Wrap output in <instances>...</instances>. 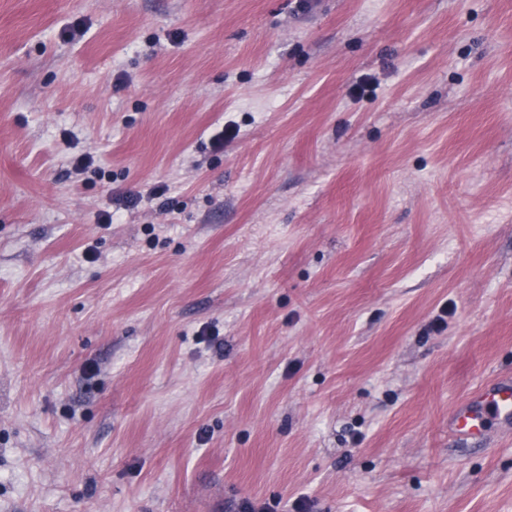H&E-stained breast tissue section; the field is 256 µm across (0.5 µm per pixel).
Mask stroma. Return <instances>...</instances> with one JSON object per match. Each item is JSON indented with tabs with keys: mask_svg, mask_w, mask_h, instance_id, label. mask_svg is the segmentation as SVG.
Wrapping results in <instances>:
<instances>
[{
	"mask_svg": "<svg viewBox=\"0 0 512 512\" xmlns=\"http://www.w3.org/2000/svg\"><path fill=\"white\" fill-rule=\"evenodd\" d=\"M510 376L512 0H0V512H512ZM459 438L482 441L491 432H512V378L472 391L448 419Z\"/></svg>",
	"mask_w": 512,
	"mask_h": 512,
	"instance_id": "stroma-1",
	"label": "stroma"
}]
</instances>
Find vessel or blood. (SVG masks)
Instances as JSON below:
<instances>
[{"mask_svg": "<svg viewBox=\"0 0 512 512\" xmlns=\"http://www.w3.org/2000/svg\"><path fill=\"white\" fill-rule=\"evenodd\" d=\"M459 438L484 440L490 433L512 432V378L487 384L472 391L448 419Z\"/></svg>", "mask_w": 512, "mask_h": 512, "instance_id": "vessel-or-blood-1", "label": "vessel or blood"}]
</instances>
